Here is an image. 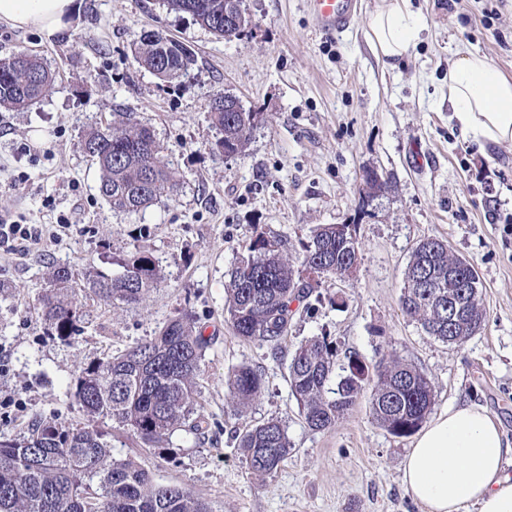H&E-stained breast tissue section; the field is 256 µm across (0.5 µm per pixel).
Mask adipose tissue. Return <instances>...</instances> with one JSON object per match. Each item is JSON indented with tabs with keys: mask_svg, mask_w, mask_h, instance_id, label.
Masks as SVG:
<instances>
[{
	"mask_svg": "<svg viewBox=\"0 0 512 512\" xmlns=\"http://www.w3.org/2000/svg\"><path fill=\"white\" fill-rule=\"evenodd\" d=\"M75 0H0V23L53 37L67 27ZM421 27L411 0H380L368 20L374 53L389 67L414 46ZM448 103L461 132L479 146L512 143V77L487 57L458 54L448 67ZM512 456L499 422L484 408H449L416 435L402 483L424 512H512Z\"/></svg>",
	"mask_w": 512,
	"mask_h": 512,
	"instance_id": "ef3b65f1",
	"label": "adipose tissue"
}]
</instances>
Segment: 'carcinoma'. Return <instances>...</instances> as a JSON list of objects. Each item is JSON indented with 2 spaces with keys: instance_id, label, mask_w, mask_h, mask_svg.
<instances>
[{
  "instance_id": "cac0c4a2",
  "label": "carcinoma",
  "mask_w": 512,
  "mask_h": 512,
  "mask_svg": "<svg viewBox=\"0 0 512 512\" xmlns=\"http://www.w3.org/2000/svg\"><path fill=\"white\" fill-rule=\"evenodd\" d=\"M240 0H165L213 34L224 36V16L237 11ZM148 32L136 51L137 62L158 78L171 82L187 75L192 54L178 42L172 47ZM55 74L41 58L21 49L0 60V108L22 110L47 96ZM212 127L221 138L216 148L227 155L247 149L261 113L213 95ZM83 152L97 165L98 193L113 211L136 215L177 192L183 175L151 127L126 115L101 124L81 140ZM386 182L362 178V201L377 198L373 190ZM356 224H319L291 254L282 242L258 234L241 246L226 284V312L235 333L247 341L276 343L287 331L293 301L304 302L323 279L346 276L359 253ZM108 274L48 268V289L40 300L46 332L61 341L81 334L87 301L109 307L142 303L165 281L160 261L133 247L112 260ZM316 268L320 281L306 284L300 270ZM482 282L474 266L453 255L439 238H427L412 251L404 273L402 311L434 339L460 346L485 326ZM462 307L460 318L448 317V301ZM210 346L185 310L148 339L118 354L83 365L73 381V394L86 419L76 424L41 420L23 439L0 440V512H210L208 504L187 489L152 480L131 459H115L98 428L108 419L141 447L158 449L177 430L202 433L199 408L201 361ZM338 348L326 335L302 343L288 364L291 395L308 427L326 431L371 387L369 410L378 425L395 437L416 433L429 418L434 386L415 365L398 358L382 359L368 372L356 353L337 368ZM264 374L250 365L228 377L229 399L236 411L256 400ZM234 440L248 470L256 476L275 472L291 451L280 421L267 420Z\"/></svg>"
}]
</instances>
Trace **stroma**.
<instances>
[{
  "instance_id": "obj_1",
  "label": "stroma",
  "mask_w": 512,
  "mask_h": 512,
  "mask_svg": "<svg viewBox=\"0 0 512 512\" xmlns=\"http://www.w3.org/2000/svg\"><path fill=\"white\" fill-rule=\"evenodd\" d=\"M377 0H357L347 31L324 37L308 0H243L251 23L237 38L215 37L162 0H76L68 29L45 38L0 24V58L21 48L57 74L53 92L23 111L0 109V214L38 225L40 241L0 247V440L22 439L36 420H82L71 384L79 365L122 352L185 308L210 347L202 363L204 433L175 432L171 453L140 447L111 423L112 455L134 458L211 512H422L402 484L411 438L371 417L369 394L328 431L311 430L291 394L288 364L321 334L367 365L394 356L417 365L435 389V412L487 408L512 442V143L479 148L448 105V64L457 53L487 56L512 76V0H413L422 30L402 64L384 65L367 39ZM189 49L187 76L159 80L134 50L144 32ZM224 92L263 121L244 154L218 151L209 120ZM129 112L171 151L184 182L171 199L119 215L96 192L97 170L81 137L113 113ZM388 181L362 205L365 169ZM62 224L72 234L52 242ZM318 224L358 227L360 263L330 278L341 306L293 304L278 345L237 336L224 311L228 272L256 234L295 248ZM447 241L483 283L486 323L463 345L426 335L401 310L404 271L420 240ZM162 263L166 283L136 306L94 302L72 342L48 336L39 309L49 264L111 271L132 247ZM262 370V395L242 412L227 399L234 368ZM274 418L292 444L277 471L251 474L234 433Z\"/></svg>"
}]
</instances>
